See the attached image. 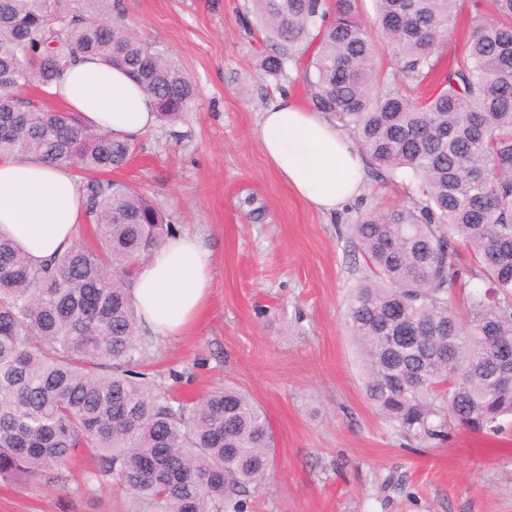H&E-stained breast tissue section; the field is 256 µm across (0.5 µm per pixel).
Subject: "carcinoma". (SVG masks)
<instances>
[{
	"label": "carcinoma",
	"mask_w": 512,
	"mask_h": 512,
	"mask_svg": "<svg viewBox=\"0 0 512 512\" xmlns=\"http://www.w3.org/2000/svg\"><path fill=\"white\" fill-rule=\"evenodd\" d=\"M271 49L258 69L299 78L313 110L357 141L367 173L409 180L407 204L359 211L351 224L372 278L358 285L348 327L371 407L404 435L436 439L456 422L497 432L512 415V0L439 70L459 0H249ZM397 68L374 65L379 39ZM80 54L124 69L177 120L196 88L181 64L118 22L67 0H0V156L36 155L81 177L84 216L98 245L40 264L0 236V480L25 484L72 460L97 461L148 512H246L273 463L261 407L224 386L174 406L137 370L147 347L130 294L139 264L178 233L137 189L104 175L140 150L134 140L50 109L46 88ZM436 78L427 98L407 79ZM36 83L40 94L22 95ZM463 294L465 313L449 307Z\"/></svg>",
	"instance_id": "cac0c4a2"
}]
</instances>
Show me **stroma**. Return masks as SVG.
<instances>
[{
	"label": "stroma",
	"instance_id": "1",
	"mask_svg": "<svg viewBox=\"0 0 512 512\" xmlns=\"http://www.w3.org/2000/svg\"><path fill=\"white\" fill-rule=\"evenodd\" d=\"M249 0H95L107 20L181 61L198 92L192 112L157 122L115 180L144 192L210 252L208 305L189 335L154 338L144 369L184 402L232 384L265 410L275 442L247 512H512V431L404 438L367 402L347 328L369 277L347 226L357 210L403 204L402 185L367 178L355 204L329 216L278 177L251 134L281 91L310 99L296 68L262 78ZM73 464L60 484L0 482V512H130V495Z\"/></svg>",
	"mask_w": 512,
	"mask_h": 512
}]
</instances>
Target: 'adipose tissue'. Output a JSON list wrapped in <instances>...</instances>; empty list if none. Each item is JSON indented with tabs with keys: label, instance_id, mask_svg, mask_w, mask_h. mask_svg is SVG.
Returning <instances> with one entry per match:
<instances>
[{
	"label": "adipose tissue",
	"instance_id": "adipose-tissue-1",
	"mask_svg": "<svg viewBox=\"0 0 512 512\" xmlns=\"http://www.w3.org/2000/svg\"><path fill=\"white\" fill-rule=\"evenodd\" d=\"M87 127L136 138L156 124L153 100L123 71L96 56L73 63L50 89ZM277 175L302 200L335 213L359 198L366 161L335 123L301 106L286 91L261 112L253 130ZM79 182L41 159L0 157V234L12 237L34 262L63 253L78 239ZM211 257L198 239L180 233L140 265L132 297L156 336H182L196 324L208 297Z\"/></svg>",
	"mask_w": 512,
	"mask_h": 512
}]
</instances>
